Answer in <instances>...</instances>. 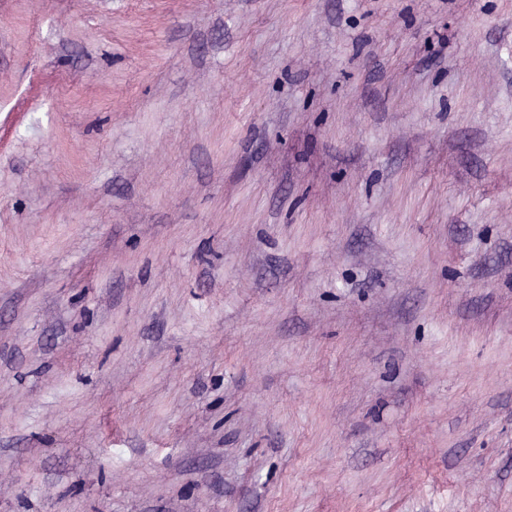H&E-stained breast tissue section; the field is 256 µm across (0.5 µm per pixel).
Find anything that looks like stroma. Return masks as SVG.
Returning a JSON list of instances; mask_svg holds the SVG:
<instances>
[{"instance_id": "35a3bbf8", "label": "stroma", "mask_w": 512, "mask_h": 512, "mask_svg": "<svg viewBox=\"0 0 512 512\" xmlns=\"http://www.w3.org/2000/svg\"><path fill=\"white\" fill-rule=\"evenodd\" d=\"M0 512H512V0H0Z\"/></svg>"}]
</instances>
